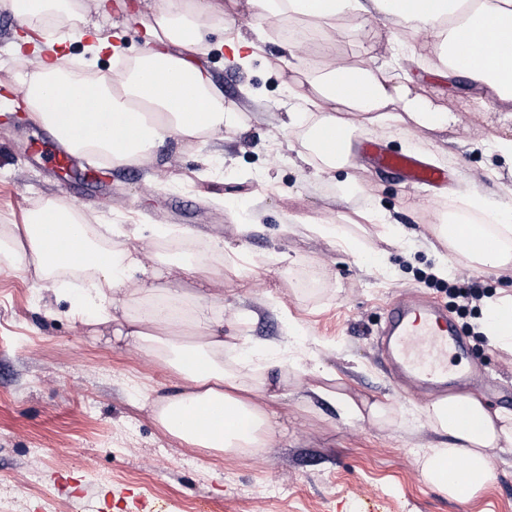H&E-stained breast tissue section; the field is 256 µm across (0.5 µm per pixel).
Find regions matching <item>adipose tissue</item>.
<instances>
[{
	"label": "adipose tissue",
	"mask_w": 512,
	"mask_h": 512,
	"mask_svg": "<svg viewBox=\"0 0 512 512\" xmlns=\"http://www.w3.org/2000/svg\"><path fill=\"white\" fill-rule=\"evenodd\" d=\"M244 11L253 19L251 40L235 29V16ZM0 12L27 26L24 41L40 57L37 71L16 78L28 90L33 118L56 130L71 152L118 166L142 165L168 141L204 143L238 126L234 104L199 63L209 50L202 32L214 25L223 26L224 45L241 66L259 50L270 21L320 34L310 57L294 56L293 44H286L292 58L284 85L299 107L292 118L300 131L297 155L321 178H334L346 163L320 150L314 133L347 132L353 115L379 130L391 124L445 130L457 123L447 106L415 90L400 64L404 58L423 54L440 75L467 77L500 109V121L512 120V0H154L142 55L122 72L100 73L92 82L78 66L64 69L53 59L54 46L67 36L52 19L63 15L70 30L99 31L109 17L106 0H0ZM364 16L381 20L376 36L391 66L352 65L337 55V20ZM426 29L433 39L423 47L418 38ZM91 85L104 117L96 126L76 113ZM501 192L496 206L479 195L471 199L480 220L434 226L449 254L475 266L512 267V187ZM0 258L45 282L64 271L88 272L80 309L94 312V326L110 329L114 341L141 349L184 380L181 391L152 403L157 423L171 437L221 455L266 447L277 433L264 400L288 379H254L225 365L228 341L219 312L224 295L205 267L197 269L198 289L186 291L183 277L190 269L183 262L149 267L140 249L118 243L100 251L86 227L60 215L52 201L27 223L0 232ZM478 331L491 346L512 354V294L484 301ZM423 413L439 437L418 458L424 477L449 496L478 498L494 474L488 449L512 447V409L454 393L430 402ZM457 459L464 465L461 480L454 481L443 469Z\"/></svg>",
	"instance_id": "1"
}]
</instances>
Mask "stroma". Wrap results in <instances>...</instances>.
<instances>
[{"mask_svg": "<svg viewBox=\"0 0 512 512\" xmlns=\"http://www.w3.org/2000/svg\"><path fill=\"white\" fill-rule=\"evenodd\" d=\"M100 36L121 46V56L85 51L74 38L70 59L89 72L112 70L119 57L144 47L136 21L146 0H124ZM338 54L357 64L381 65L363 25L346 19ZM15 19L0 13V63L33 71L32 51H16ZM211 49L202 64L240 116L223 140L193 146L169 143L153 165L110 168L87 183L45 172L22 142L42 126L25 103L20 85L0 84V225L21 224L47 200L66 203L104 234L125 233L130 245L173 256L184 228L224 238L235 254L224 257V333L252 352L246 371L260 375L268 364L288 371V384L269 403L279 435L245 454L208 455L165 433L151 403L179 382L164 365L131 345L98 336L76 315L79 278L60 277L42 288L24 268H0V477L15 478L17 512H41L53 497L61 512L92 501L96 512H512V454L489 449L495 478L477 499L453 498L429 485L415 464L416 446L431 436L422 411L432 397L400 384L376 356V339L389 302L423 296L444 309L452 303L432 275L440 262L431 247L426 217L438 209L467 210L480 193L500 197L486 171L512 168V159L489 154L498 116L476 98L462 76L447 80L431 67L412 68L424 94L443 99L459 116L444 131L374 130L356 136L396 152L426 154L447 168L439 190L408 187L369 161L350 168L364 187L315 177L293 164L294 130L281 122L291 105L283 71L271 61L281 52L278 30L248 66L228 62L224 32L207 35ZM398 220L399 230L369 221L368 208ZM253 219L241 231L244 219ZM340 226L355 248L320 234ZM479 311L456 317L468 340L466 362L479 364L495 386L484 394L491 407L512 409V356L473 338ZM325 367L328 388L384 404L390 422L340 416L325 401L307 402L308 370ZM110 471L102 485L85 479L88 466ZM38 484L21 487L25 473Z\"/></svg>", "mask_w": 512, "mask_h": 512, "instance_id": "1", "label": "stroma"}]
</instances>
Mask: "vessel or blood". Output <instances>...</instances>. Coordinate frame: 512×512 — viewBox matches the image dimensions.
<instances>
[{
    "mask_svg": "<svg viewBox=\"0 0 512 512\" xmlns=\"http://www.w3.org/2000/svg\"><path fill=\"white\" fill-rule=\"evenodd\" d=\"M321 146L337 157L358 162L371 157L378 170L399 178L412 187H437L448 179L447 171L413 154L394 153L372 141L350 135L318 134ZM31 151L47 167L67 170L70 156L55 138L37 136L29 141ZM463 337L448 319L446 311L424 299L395 301L386 308L385 325L377 339L380 362L407 386L447 395L449 388L474 378L473 370L449 373L440 358L448 352L462 353Z\"/></svg>",
    "mask_w": 512,
    "mask_h": 512,
    "instance_id": "1",
    "label": "vessel or blood"
}]
</instances>
